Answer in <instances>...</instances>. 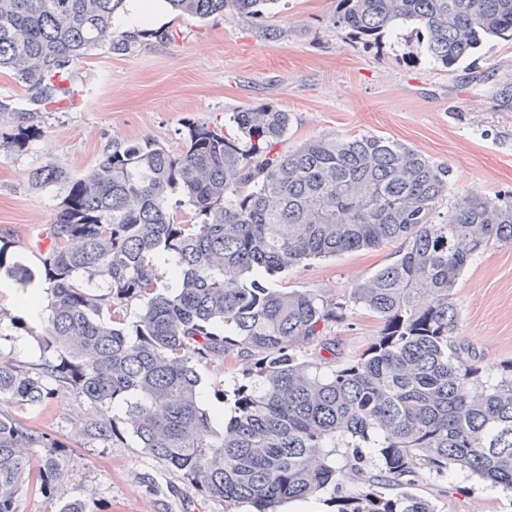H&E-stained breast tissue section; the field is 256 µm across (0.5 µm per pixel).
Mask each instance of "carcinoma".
<instances>
[{"mask_svg":"<svg viewBox=\"0 0 512 512\" xmlns=\"http://www.w3.org/2000/svg\"><path fill=\"white\" fill-rule=\"evenodd\" d=\"M167 3L199 20L270 18L286 5ZM125 8L0 0V71L35 103L67 94L72 65L132 49L138 34L112 30ZM400 23L453 72L484 39L512 41V0H338L334 17L365 42ZM233 122L230 137L189 125L179 153L130 141L80 176L52 163L30 173L35 186L66 188L43 262L42 341L56 362L36 372L0 363V512H18L23 489H47L65 472L58 444L9 412L44 404L52 383L96 410L83 424L93 439L114 434L106 411L123 404L141 452L227 508L278 512L331 488L336 512H435L413 492L422 471L512 491V361L486 374L455 336L460 278L490 245L512 244V194L467 192L443 211L450 168L398 140L329 133L287 148L293 113L268 104ZM173 193L189 219L169 204ZM391 241L402 244L398 258L341 301L263 280ZM156 254L175 261L171 293L155 287ZM0 271L22 285L35 277L4 245ZM134 300L143 309L130 322L124 306ZM351 306L375 317L380 334L339 361L325 330ZM228 357L245 368L222 393L233 415L217 431L198 401V369ZM36 448L48 452L36 460ZM338 448L351 449L354 490L336 482Z\"/></svg>","mask_w":512,"mask_h":512,"instance_id":"obj_1","label":"carcinoma"}]
</instances>
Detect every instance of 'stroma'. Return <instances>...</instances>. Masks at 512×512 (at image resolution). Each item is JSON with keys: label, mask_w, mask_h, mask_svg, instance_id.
Returning a JSON list of instances; mask_svg holds the SVG:
<instances>
[{"label": "stroma", "mask_w": 512, "mask_h": 512, "mask_svg": "<svg viewBox=\"0 0 512 512\" xmlns=\"http://www.w3.org/2000/svg\"><path fill=\"white\" fill-rule=\"evenodd\" d=\"M154 19L133 21L137 0L113 20L115 34L139 40L125 55L96 51L75 66L67 95L33 104L13 77L0 73V240L14 260L36 273L44 288L43 251L61 186H32L31 170L54 163L78 176L114 146L156 140L180 151L191 123L231 129L233 112L268 103L291 112L289 144L323 134L372 132L401 140L454 174L452 195L512 192V42H484L456 71L430 62L409 27L386 32L371 44L332 26L338 0H288L273 17L283 35L265 40L264 19L224 14L198 21L173 13L164 0ZM169 32L166 40L156 39ZM400 243L314 260L267 278L279 289L319 288L340 297L357 281L396 260ZM23 285L0 274V361L38 368L45 362L37 337L46 316L25 317L9 293ZM459 342L488 371L512 359V245L480 254L457 288ZM363 309L347 310L328 326L340 359L360 353L379 334ZM201 405L223 425L232 412L220 391L232 390L241 366L225 360L200 368ZM16 417L47 433L61 447L66 474L50 492L18 496L19 512H60L77 501L86 512H224L187 486L179 473L141 453L130 434L94 440L81 432L95 411L75 392L61 389L42 406L19 408ZM436 512H512V493L456 474H422L413 488Z\"/></svg>", "instance_id": "35a3bbf8"}]
</instances>
